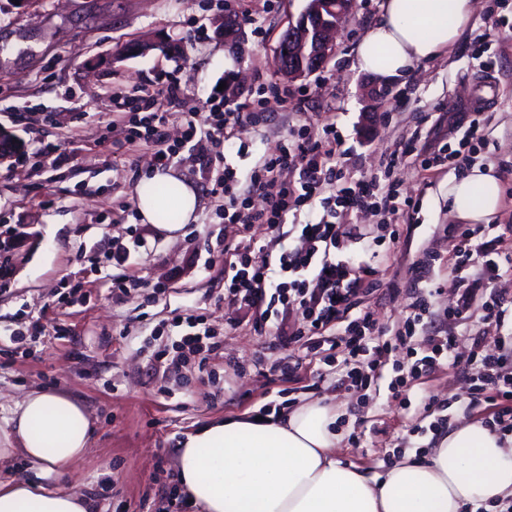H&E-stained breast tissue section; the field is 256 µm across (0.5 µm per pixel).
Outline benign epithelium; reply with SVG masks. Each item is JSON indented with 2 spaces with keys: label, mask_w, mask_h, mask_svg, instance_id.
Here are the masks:
<instances>
[{
  "label": "benign epithelium",
  "mask_w": 512,
  "mask_h": 512,
  "mask_svg": "<svg viewBox=\"0 0 512 512\" xmlns=\"http://www.w3.org/2000/svg\"><path fill=\"white\" fill-rule=\"evenodd\" d=\"M355 3L356 0H308L276 51V65L288 81H305L325 68L335 52L336 29L353 13Z\"/></svg>",
  "instance_id": "benign-epithelium-1"
}]
</instances>
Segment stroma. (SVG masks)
Returning <instances> with one entry per match:
<instances>
[{
    "mask_svg": "<svg viewBox=\"0 0 512 512\" xmlns=\"http://www.w3.org/2000/svg\"><path fill=\"white\" fill-rule=\"evenodd\" d=\"M382 2L357 0L324 70L291 83L275 52L306 0H39L23 9L0 0V129L21 144L0 161V231L23 233L0 278V448L9 445L16 401L34 389L69 394L93 433L61 489L88 496L96 512L138 504L144 512H170L171 499L182 494L179 447L211 419L265 404L283 414L325 401L336 410L337 460L379 478L396 462L426 455L460 422L483 420L486 404L470 394L474 369L467 360L478 320L451 325L443 316L456 298L448 268L459 222L448 208V181L466 168L451 158L429 170L421 162L439 148L457 149L467 126L455 124V113L478 114L482 139L466 153L470 162L494 164L501 187L487 235L512 224V42H495L500 19L512 18V0H474L448 52L388 79L376 104L369 91L378 82L355 60ZM228 16L238 24L233 41L224 37ZM163 39L178 53H124L129 44ZM167 71L180 93L166 107L161 138L128 145L125 132L112 128L113 93L162 89ZM271 83L288 96L264 93ZM225 91L261 98L255 119L234 129V144L218 161L204 118ZM331 119L343 141L345 180L393 184L403 202L393 214L372 208L336 218L363 234L380 280L376 291L359 295L344 322L367 311L391 332L419 290L431 293L423 329L390 353L389 366L363 395L340 386L335 367L319 362L282 373L281 358L301 355V347L284 348L251 331L250 315L224 301L223 264L204 265L220 238L233 245L253 239L276 252L299 246L295 232L273 244L262 227L224 223L213 183L226 166L248 182L261 159L299 136L320 137ZM44 142L57 151L39 153ZM239 142L245 152H237ZM170 147L177 151L172 170L199 199L194 219L174 240L143 223L136 203L137 185L153 175L158 151ZM136 235L147 248L132 255L128 271L145 287L119 297L88 257ZM429 255V273L415 278L414 262ZM157 284L164 293H153ZM179 314L203 316L215 333L219 348L206 370L194 357L158 370L156 354L171 349L170 323ZM446 333L455 337V364L436 366L394 395L395 369L409 371L411 350Z\"/></svg>",
    "mask_w": 512,
    "mask_h": 512,
    "instance_id": "stroma-1",
    "label": "stroma"
}]
</instances>
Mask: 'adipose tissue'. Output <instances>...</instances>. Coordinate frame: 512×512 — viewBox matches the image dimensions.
I'll use <instances>...</instances> for the list:
<instances>
[{
  "mask_svg": "<svg viewBox=\"0 0 512 512\" xmlns=\"http://www.w3.org/2000/svg\"><path fill=\"white\" fill-rule=\"evenodd\" d=\"M472 10L473 0H384L356 64L380 79L401 75L446 52ZM171 183L176 195L156 192V185ZM500 200L490 164H474L448 183L451 212L473 224L488 223ZM198 204L196 191L167 171H156L137 190L147 223L165 211L178 213L179 223L161 227L170 240L193 219ZM335 419L329 405L315 400L267 423L245 415L211 420L189 434L179 451L188 502L201 512H460L468 503L512 497V438L483 424H459L439 437L426 461L399 462L378 479L337 460ZM10 426L13 446L0 448V458L21 453L42 480H0V512H92L80 492L45 483L67 476L87 452L90 421L83 406L64 393L34 390L16 403Z\"/></svg>",
  "mask_w": 512,
  "mask_h": 512,
  "instance_id": "ef3b65f1",
  "label": "adipose tissue"
}]
</instances>
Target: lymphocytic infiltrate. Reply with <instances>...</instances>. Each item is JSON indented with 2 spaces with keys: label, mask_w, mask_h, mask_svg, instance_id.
I'll return each instance as SVG.
<instances>
[{
  "label": "lymphocytic infiltrate",
  "mask_w": 512,
  "mask_h": 512,
  "mask_svg": "<svg viewBox=\"0 0 512 512\" xmlns=\"http://www.w3.org/2000/svg\"><path fill=\"white\" fill-rule=\"evenodd\" d=\"M115 124H123L130 107H137V125L145 136L157 135L165 121L158 110V99L146 93L138 103L127 96L113 97ZM342 142L336 136L335 123H326L320 138H304L293 147L269 156L250 175L248 186H241L233 169H225L212 188L224 200V220L231 224L265 226L276 238H284L282 218L290 211L300 210L314 196L323 195L325 214L318 221L301 227L302 247L281 250L279 256L251 247H238L231 260L224 263V299L227 303L255 312L252 329L260 335L273 336L281 345L305 341L309 352L321 348L326 335L337 321L354 305L356 296L370 290L367 275L373 267L337 258L341 245L359 243L355 228L336 223L338 211H361L382 207L397 208L394 187L383 188L372 181H345L338 170ZM295 169L298 187L283 186L272 197L266 211L251 213L246 209L247 191L264 188L282 169ZM458 240L450 267L458 283L457 300L449 308L451 319H467L479 315L484 333L501 332L512 314V297L493 290V283L503 272H512V225L507 224L494 238H486L481 224H462L455 229ZM144 240L133 239L131 246L114 248L105 257L90 256L96 271H108L113 293L125 295L138 288V281L125 269L132 250L143 248ZM292 310L296 320L291 327L271 322L277 308ZM429 312L426 293H419L412 303V312L402 328L389 339H376V324L370 313H363L344 330V383L357 390L374 385L385 366L394 344H403L417 335ZM481 339H474L469 358L478 369L475 391L484 394L489 404L490 429L502 434L512 432V367L501 357L481 349Z\"/></svg>",
  "instance_id": "1"
}]
</instances>
